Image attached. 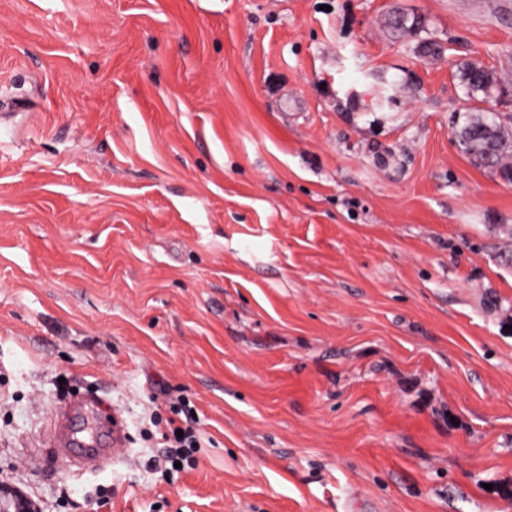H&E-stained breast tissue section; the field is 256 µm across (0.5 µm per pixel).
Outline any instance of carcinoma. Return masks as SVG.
I'll return each instance as SVG.
<instances>
[{
  "label": "carcinoma",
  "mask_w": 512,
  "mask_h": 512,
  "mask_svg": "<svg viewBox=\"0 0 512 512\" xmlns=\"http://www.w3.org/2000/svg\"><path fill=\"white\" fill-rule=\"evenodd\" d=\"M464 78L472 94L495 90V78L489 70L470 65L464 71ZM460 144L475 161L498 166L507 178L512 177V165L506 158L512 154V140L507 138L501 127L485 113L471 116L459 130Z\"/></svg>",
  "instance_id": "obj_1"
}]
</instances>
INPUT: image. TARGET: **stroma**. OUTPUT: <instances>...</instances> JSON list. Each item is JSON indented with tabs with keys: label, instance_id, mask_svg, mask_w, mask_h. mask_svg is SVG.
I'll return each mask as SVG.
<instances>
[{
	"label": "stroma",
	"instance_id": "35a3bbf8",
	"mask_svg": "<svg viewBox=\"0 0 512 512\" xmlns=\"http://www.w3.org/2000/svg\"><path fill=\"white\" fill-rule=\"evenodd\" d=\"M1 98V484L512 512V180L457 141L512 132V0H0ZM98 397L109 458L56 446ZM176 398L202 446L168 478ZM464 78L467 81V85L473 95L481 92L483 94V98H487L486 91L489 90L493 92L495 90L496 80L489 70L477 66L470 65L464 71Z\"/></svg>",
	"mask_w": 512,
	"mask_h": 512
}]
</instances>
